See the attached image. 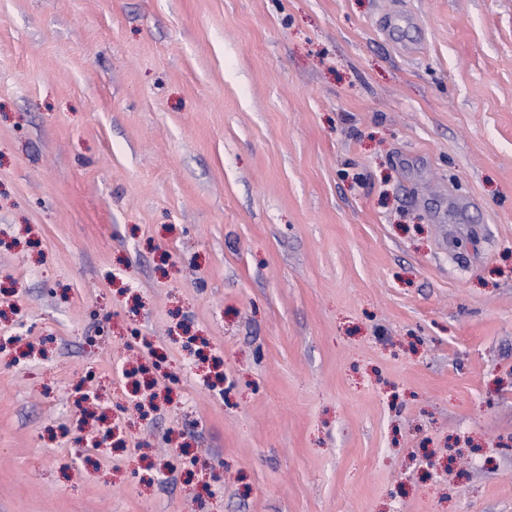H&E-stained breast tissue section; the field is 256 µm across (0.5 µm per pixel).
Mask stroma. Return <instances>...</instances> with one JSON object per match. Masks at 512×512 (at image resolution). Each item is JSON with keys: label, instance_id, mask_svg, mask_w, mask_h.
Returning a JSON list of instances; mask_svg holds the SVG:
<instances>
[{"label": "stroma", "instance_id": "1", "mask_svg": "<svg viewBox=\"0 0 512 512\" xmlns=\"http://www.w3.org/2000/svg\"><path fill=\"white\" fill-rule=\"evenodd\" d=\"M0 512H512V0H0Z\"/></svg>", "mask_w": 512, "mask_h": 512}]
</instances>
